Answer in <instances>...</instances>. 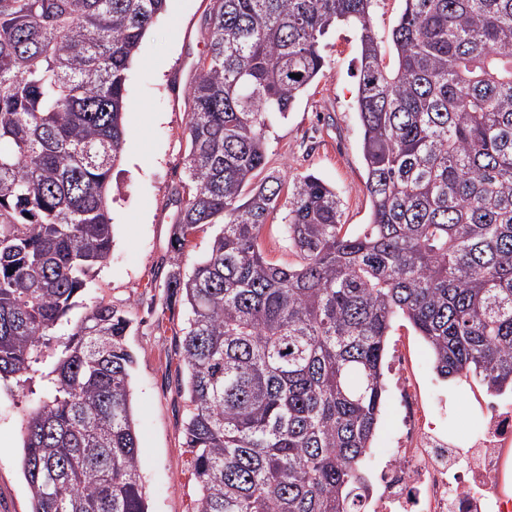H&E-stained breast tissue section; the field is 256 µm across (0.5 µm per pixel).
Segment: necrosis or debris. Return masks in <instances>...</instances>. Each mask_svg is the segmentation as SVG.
I'll list each match as a JSON object with an SVG mask.
<instances>
[{"label": "necrosis or debris", "mask_w": 512, "mask_h": 512, "mask_svg": "<svg viewBox=\"0 0 512 512\" xmlns=\"http://www.w3.org/2000/svg\"><path fill=\"white\" fill-rule=\"evenodd\" d=\"M400 404L396 445L373 470L369 512H491L492 500L503 497L512 460V410L488 414L486 435L467 449L468 463L461 469L450 459L447 437L426 429L419 394L402 388Z\"/></svg>", "instance_id": "necrosis-or-debris-1"}]
</instances>
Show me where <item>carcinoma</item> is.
<instances>
[{
	"mask_svg": "<svg viewBox=\"0 0 512 512\" xmlns=\"http://www.w3.org/2000/svg\"><path fill=\"white\" fill-rule=\"evenodd\" d=\"M189 86L183 253L185 445L194 512H362L393 321L437 373L512 390V0H402L384 64L378 0H211ZM167 0H0V382L112 256L109 191L126 73ZM338 23L360 43L356 114L370 222L341 224L313 173L262 175L264 133L322 74ZM278 217L295 266L258 238ZM131 322L99 302L63 338L22 424L32 512H148ZM217 232L216 227L208 228L204 232H199L192 246L186 248L183 254L179 257L181 267L183 270H191L194 264L209 251L213 237Z\"/></svg>",
	"mask_w": 512,
	"mask_h": 512,
	"instance_id": "carcinoma-1",
	"label": "carcinoma"
}]
</instances>
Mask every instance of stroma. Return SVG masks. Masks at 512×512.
<instances>
[{
    "mask_svg": "<svg viewBox=\"0 0 512 512\" xmlns=\"http://www.w3.org/2000/svg\"><path fill=\"white\" fill-rule=\"evenodd\" d=\"M209 7L210 0H168L130 63L125 145L110 188L112 257L91 274L68 323L59 328L70 332L71 321L99 301L131 321L126 343L136 356L132 405L149 512H193L197 495L183 432L188 396L181 330L188 312L168 300L165 285L173 266L191 270L215 235L211 228L198 233L180 255L171 247L177 194L186 180L189 83L194 64L207 50L204 19ZM323 54V76L299 96L287 117L267 127V166L293 174L312 172L333 186L341 200V222L354 231L370 218L362 129L355 113V32L337 25L325 38ZM401 352L411 359V379L428 407L429 422L449 442L477 438L488 410L512 405V393L490 394L472 379L461 385L460 404L451 406L448 383L436 374L429 346L399 318L385 359V401L373 447L395 445L400 423L395 365ZM47 371V364L33 365L23 386L0 389V512H31L21 467V426L24 414L50 396Z\"/></svg>",
    "mask_w": 512,
    "mask_h": 512,
    "instance_id": "1",
    "label": "stroma"
}]
</instances>
